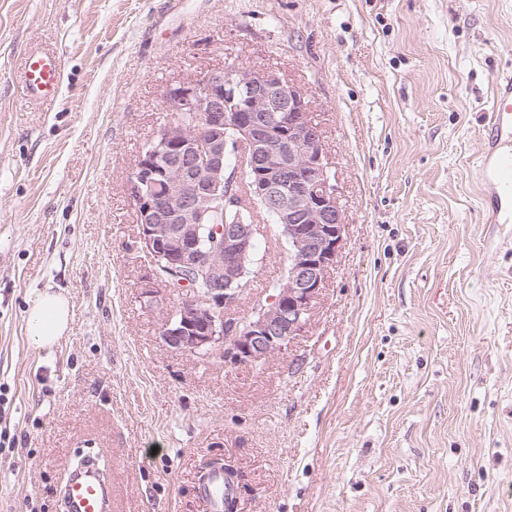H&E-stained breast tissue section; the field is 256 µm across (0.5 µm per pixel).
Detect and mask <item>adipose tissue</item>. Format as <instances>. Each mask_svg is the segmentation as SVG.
Instances as JSON below:
<instances>
[{
    "instance_id": "1",
    "label": "adipose tissue",
    "mask_w": 512,
    "mask_h": 512,
    "mask_svg": "<svg viewBox=\"0 0 512 512\" xmlns=\"http://www.w3.org/2000/svg\"><path fill=\"white\" fill-rule=\"evenodd\" d=\"M72 303L69 294L47 288L28 303V335L35 348H54L70 329Z\"/></svg>"
}]
</instances>
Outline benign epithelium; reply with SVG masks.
Here are the masks:
<instances>
[{"instance_id":"obj_1","label":"benign epithelium","mask_w":512,"mask_h":512,"mask_svg":"<svg viewBox=\"0 0 512 512\" xmlns=\"http://www.w3.org/2000/svg\"><path fill=\"white\" fill-rule=\"evenodd\" d=\"M167 122L150 138L129 182L137 238L151 269L142 295L162 315L161 338L177 352L257 365L287 347L309 321L336 262L345 229L339 187L305 93L266 69L226 62L200 77L171 84L163 96ZM187 112L201 126L185 124ZM243 148L253 195L262 199L288 245V271L274 294L243 320L238 305L257 263L255 224H213L231 212L237 173L224 170V147ZM196 275L210 285L182 297L178 312L160 306V292Z\"/></svg>"}]
</instances>
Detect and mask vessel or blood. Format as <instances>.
Instances as JSON below:
<instances>
[{"label":"vessel or blood","mask_w":512,"mask_h":512,"mask_svg":"<svg viewBox=\"0 0 512 512\" xmlns=\"http://www.w3.org/2000/svg\"><path fill=\"white\" fill-rule=\"evenodd\" d=\"M63 61L55 51L35 46L16 77L28 100L48 104L56 98ZM487 223H512V76L498 80L491 105L488 145L478 170ZM61 512H112V472L87 459L67 473L59 491Z\"/></svg>","instance_id":"obj_1"}]
</instances>
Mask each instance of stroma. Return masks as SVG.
Segmentation results:
<instances>
[{
  "label": "stroma",
  "instance_id": "35a3bbf8",
  "mask_svg": "<svg viewBox=\"0 0 512 512\" xmlns=\"http://www.w3.org/2000/svg\"><path fill=\"white\" fill-rule=\"evenodd\" d=\"M64 63L26 100L28 49ZM233 62L310 100L346 235L304 332L257 366L173 352L141 296L129 175L166 87ZM512 0H0V512H57L67 467H112V512H512V224L475 179ZM246 316L280 276L261 223ZM72 297L32 348L33 293ZM63 68L62 58L55 51L32 47L17 74L18 89L30 101L50 104L58 94Z\"/></svg>",
  "mask_w": 512,
  "mask_h": 512
}]
</instances>
